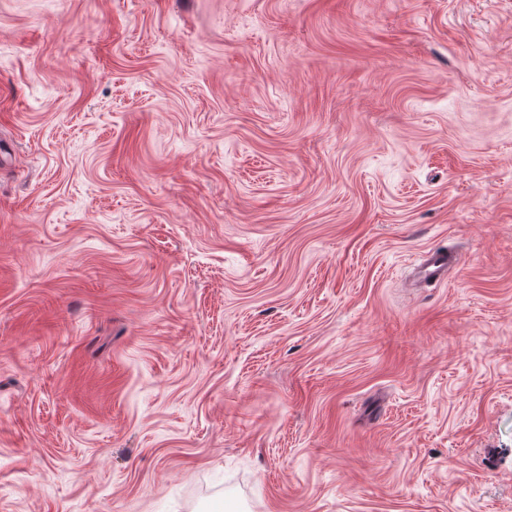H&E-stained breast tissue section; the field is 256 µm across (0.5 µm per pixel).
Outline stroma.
Wrapping results in <instances>:
<instances>
[{
  "mask_svg": "<svg viewBox=\"0 0 512 512\" xmlns=\"http://www.w3.org/2000/svg\"><path fill=\"white\" fill-rule=\"evenodd\" d=\"M0 512H512V0H0ZM427 258L420 266V275L425 282H440L448 272V265H451L454 258L444 251H430Z\"/></svg>",
  "mask_w": 512,
  "mask_h": 512,
  "instance_id": "stroma-1",
  "label": "stroma"
}]
</instances>
